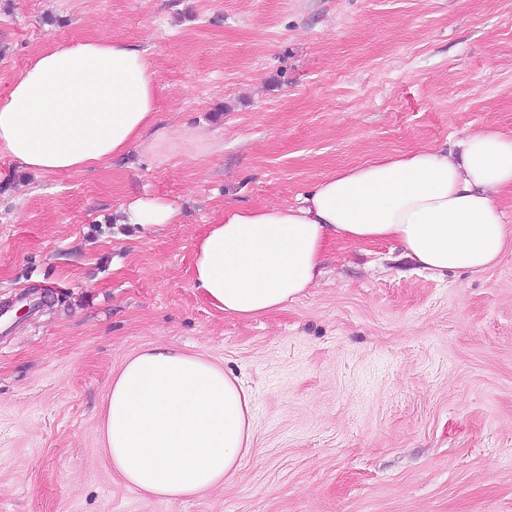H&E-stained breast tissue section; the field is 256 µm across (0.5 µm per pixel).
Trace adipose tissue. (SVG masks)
Returning <instances> with one entry per match:
<instances>
[{"label": "adipose tissue", "mask_w": 512, "mask_h": 512, "mask_svg": "<svg viewBox=\"0 0 512 512\" xmlns=\"http://www.w3.org/2000/svg\"><path fill=\"white\" fill-rule=\"evenodd\" d=\"M155 113L143 51L107 38L61 43L33 58L0 98V157L39 172L82 170L124 154ZM458 146L331 172L295 206L225 209L196 246L195 288L229 315L275 311L314 284L332 235L396 242L434 276L485 270L512 241L498 203L512 190V139L480 131ZM252 433L250 396L237 378L162 346L130 358L107 394L112 468L157 498L223 486Z\"/></svg>", "instance_id": "obj_1"}]
</instances>
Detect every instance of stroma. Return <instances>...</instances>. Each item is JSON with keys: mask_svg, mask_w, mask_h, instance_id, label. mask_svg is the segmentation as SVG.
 Wrapping results in <instances>:
<instances>
[{"mask_svg": "<svg viewBox=\"0 0 512 512\" xmlns=\"http://www.w3.org/2000/svg\"><path fill=\"white\" fill-rule=\"evenodd\" d=\"M137 46L154 124L91 168L0 158V512H512V242L437 278L329 240L312 288L241 318L194 288L225 209L292 206L387 155L512 139V0H0V98L38 54ZM156 197L174 223L121 209ZM163 345L236 377L252 450L162 500L103 449L106 394Z\"/></svg>", "mask_w": 512, "mask_h": 512, "instance_id": "stroma-1", "label": "stroma"}]
</instances>
